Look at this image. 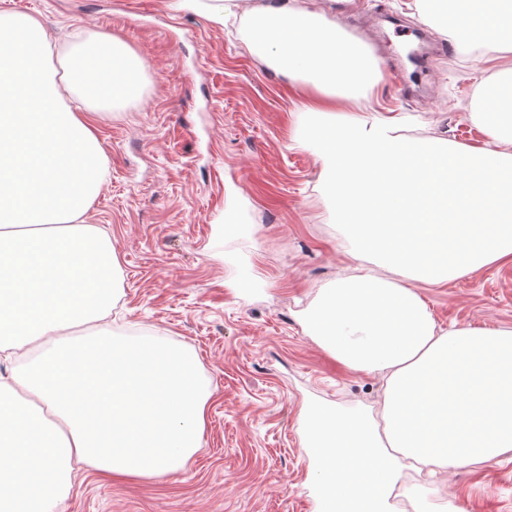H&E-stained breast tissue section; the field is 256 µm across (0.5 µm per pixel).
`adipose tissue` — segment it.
<instances>
[{"label": "adipose tissue", "mask_w": 512, "mask_h": 512, "mask_svg": "<svg viewBox=\"0 0 512 512\" xmlns=\"http://www.w3.org/2000/svg\"><path fill=\"white\" fill-rule=\"evenodd\" d=\"M468 42L446 29L462 50L512 51V0H473ZM252 53L288 75L307 95L316 122L299 134L313 151L323 183L340 205L355 260L369 253L378 269L337 278L322 288L304 316L308 334L352 371L383 381L378 420L391 447L421 475L436 477L463 462H489L512 449V328L436 329L412 282L437 283L512 258V96L498 111L476 105L471 114L491 140L472 149L431 138L405 148L395 122H374L340 110L379 82L378 59L334 20L305 0H264L246 11ZM75 60L60 86L32 93L29 79L50 54L41 21L23 11L0 14V111L33 113L56 164L37 167L39 192L0 219V250L26 240L47 253L60 244L98 274L86 305H63V280L41 285L43 314L14 320L8 288L0 289V353L37 361L11 382H0V512H55L74 464L108 478L144 477L182 464L199 448L209 394L189 355L146 340L137 354L98 334L80 349L63 337L112 311L119 270L109 234L87 223L107 176L91 122L131 99L142 68L121 40L101 35L73 46ZM78 179L67 205L52 197L63 176ZM51 414L49 446L39 464L24 448L33 418ZM306 447L316 449L315 478L323 512H389L390 493L405 495L399 467L380 459L373 422L359 411L304 409Z\"/></svg>", "instance_id": "adipose-tissue-1"}]
</instances>
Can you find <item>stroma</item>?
<instances>
[{
  "mask_svg": "<svg viewBox=\"0 0 512 512\" xmlns=\"http://www.w3.org/2000/svg\"><path fill=\"white\" fill-rule=\"evenodd\" d=\"M364 28L403 82L383 77L349 112L392 118L404 140L489 137L471 98L503 58L459 52L412 0H361ZM42 20L54 72L71 44L107 33L141 59L136 95L96 115L109 176L87 223L112 238L121 277L112 333L149 334L198 360L211 391L201 448L176 471L107 480L75 467L56 512H321L303 407L376 409L379 377L353 372L308 335L302 312L353 274L352 245L326 196L301 91L205 12L170 0H0ZM417 293L437 326L512 327V261ZM407 512H512V449L436 480L409 474Z\"/></svg>",
  "mask_w": 512,
  "mask_h": 512,
  "instance_id": "stroma-1",
  "label": "stroma"
}]
</instances>
